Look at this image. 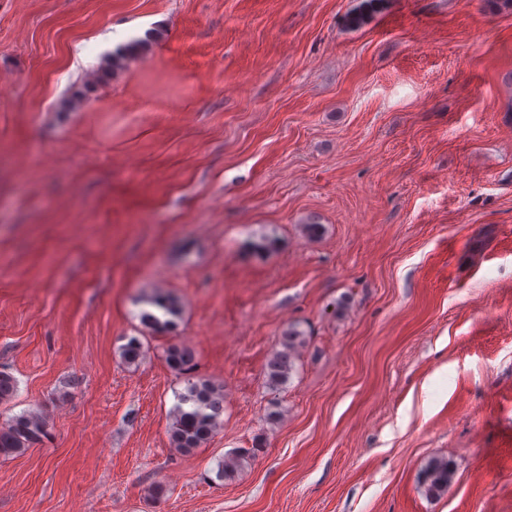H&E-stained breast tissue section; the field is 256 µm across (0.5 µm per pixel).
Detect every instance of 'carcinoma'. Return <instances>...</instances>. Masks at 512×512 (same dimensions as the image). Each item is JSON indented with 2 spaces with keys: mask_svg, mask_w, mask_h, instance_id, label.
<instances>
[{
  "mask_svg": "<svg viewBox=\"0 0 512 512\" xmlns=\"http://www.w3.org/2000/svg\"><path fill=\"white\" fill-rule=\"evenodd\" d=\"M149 41L132 42L108 57L100 66L97 76L104 78L122 69L127 59L144 53ZM146 309L140 313L143 329L151 334L171 333L182 317L181 302L175 295L157 291L141 299ZM145 336H130L120 347L123 362L136 365L147 352ZM304 343V335L291 326L283 334L280 348L275 350L266 364L268 387L276 391L288 382L295 370L296 352ZM168 369L185 384L177 395L178 404L172 412L169 425V441L172 448L187 454L206 445L221 428L224 411V393L221 387L195 374L196 363L191 350L177 344L165 351ZM17 391L14 377L0 371V402L11 400ZM48 437L44 415L36 412L15 415L0 424V457L10 458L24 453ZM250 455L243 449L219 465L216 477L230 480L242 461ZM455 475V467L449 459H434L424 470L423 489L429 498H437L448 490Z\"/></svg>",
  "mask_w": 512,
  "mask_h": 512,
  "instance_id": "cac0c4a2",
  "label": "carcinoma"
}]
</instances>
